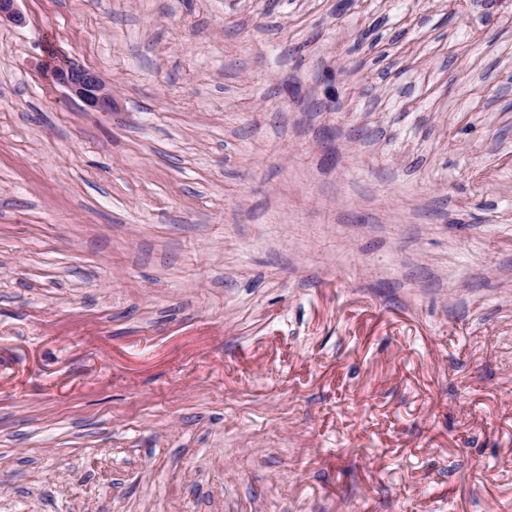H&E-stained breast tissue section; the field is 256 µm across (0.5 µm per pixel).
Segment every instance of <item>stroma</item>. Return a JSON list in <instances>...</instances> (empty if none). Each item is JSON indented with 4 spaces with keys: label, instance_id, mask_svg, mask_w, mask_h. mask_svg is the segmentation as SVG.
Segmentation results:
<instances>
[{
    "label": "stroma",
    "instance_id": "1",
    "mask_svg": "<svg viewBox=\"0 0 512 512\" xmlns=\"http://www.w3.org/2000/svg\"><path fill=\"white\" fill-rule=\"evenodd\" d=\"M18 6L0 512H512V0ZM49 72L51 78L76 96L89 112L112 110V89L96 71L72 61L57 60Z\"/></svg>",
    "mask_w": 512,
    "mask_h": 512
}]
</instances>
